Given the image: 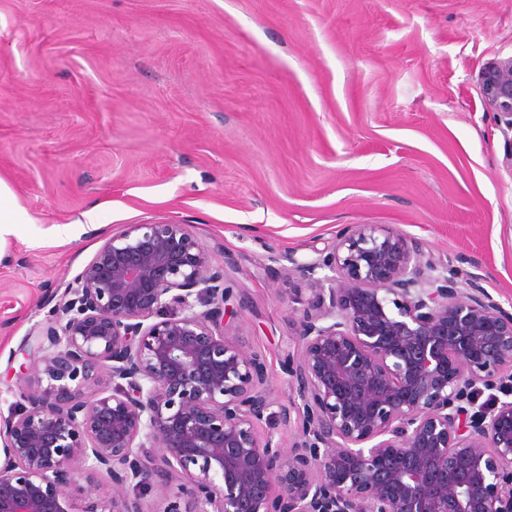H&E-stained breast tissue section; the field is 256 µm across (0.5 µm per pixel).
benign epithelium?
<instances>
[{"mask_svg": "<svg viewBox=\"0 0 512 512\" xmlns=\"http://www.w3.org/2000/svg\"><path fill=\"white\" fill-rule=\"evenodd\" d=\"M512 131V57L478 78ZM44 322L0 414V512H512V310L480 277L390 229L348 224L315 259L273 253L311 287L283 367L297 440L259 434L265 365L226 314L242 305L185 224L101 236ZM486 391L491 402L479 403ZM157 449L154 457L143 448ZM106 473L112 497H94ZM178 481L166 477H158L152 489L142 497V507L145 512H162L167 499L177 493Z\"/></svg>", "mask_w": 512, "mask_h": 512, "instance_id": "benign-epithelium-1", "label": "benign epithelium"}]
</instances>
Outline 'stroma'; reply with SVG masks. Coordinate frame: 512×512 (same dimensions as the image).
Returning a JSON list of instances; mask_svg holds the SVG:
<instances>
[{"label": "stroma", "mask_w": 512, "mask_h": 512, "mask_svg": "<svg viewBox=\"0 0 512 512\" xmlns=\"http://www.w3.org/2000/svg\"><path fill=\"white\" fill-rule=\"evenodd\" d=\"M510 56L512 0H0V180L32 218L0 261V400L52 291L133 224L189 225L231 262L237 340L274 399L259 431L286 448L301 282L271 253L376 225L478 260L512 309L508 139L478 86Z\"/></svg>", "instance_id": "obj_1"}]
</instances>
